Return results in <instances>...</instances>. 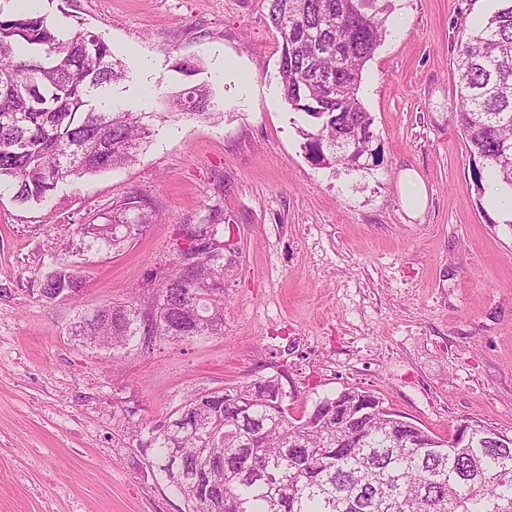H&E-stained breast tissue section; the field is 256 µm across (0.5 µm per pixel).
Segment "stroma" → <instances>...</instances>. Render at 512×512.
Wrapping results in <instances>:
<instances>
[{
  "label": "stroma",
  "instance_id": "obj_1",
  "mask_svg": "<svg viewBox=\"0 0 512 512\" xmlns=\"http://www.w3.org/2000/svg\"><path fill=\"white\" fill-rule=\"evenodd\" d=\"M495 4L374 0L384 33L359 96L379 157L347 170L305 151L267 0H41L50 21L111 44L127 76L108 102L164 112L203 83L215 112L172 117L136 162L42 207L0 192V512H188L120 417L159 422L272 375L296 418L357 388L443 439L476 419L512 433V223L489 203L494 180L475 184L455 109L458 41ZM406 169L427 188L417 212ZM134 192L156 223L117 249L83 235ZM213 223L230 242L223 334L117 356L73 336L95 306L148 301L178 269L179 230ZM64 266L79 301L41 299ZM400 183L403 189L404 202L411 210H420L426 204V192L419 175L411 169L401 173Z\"/></svg>",
  "mask_w": 512,
  "mask_h": 512
}]
</instances>
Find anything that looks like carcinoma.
I'll return each instance as SVG.
<instances>
[{"instance_id": "carcinoma-1", "label": "carcinoma", "mask_w": 512, "mask_h": 512, "mask_svg": "<svg viewBox=\"0 0 512 512\" xmlns=\"http://www.w3.org/2000/svg\"><path fill=\"white\" fill-rule=\"evenodd\" d=\"M0 0V188L17 204L43 205L69 183L133 162L167 112H130L106 105L103 92L126 71L102 35H61L33 6L9 11ZM281 39L279 74L285 100L302 114L305 149L321 165L361 168L373 118L359 98L365 64L383 36L366 0H267ZM457 122L472 157L473 177L489 174L512 191V0H496L490 16L461 38ZM215 107L202 84L173 96L170 108L204 115ZM150 200L132 193L105 225H87L97 243L118 246L153 222ZM224 231L189 225L179 234L180 272L169 276L143 312L137 300L113 301L74 323L83 343L114 352L133 340L192 341L224 332ZM83 280L60 269L41 286L48 300L79 298ZM369 392L347 389L317 403L303 419L288 412L276 376L200 392V425L174 434L167 423L129 421L148 433L157 468L186 499L188 512H512V434L480 421L459 453L375 400L372 412L345 426L325 415ZM184 448L180 467L169 464ZM214 461L202 493L187 475Z\"/></svg>"}]
</instances>
